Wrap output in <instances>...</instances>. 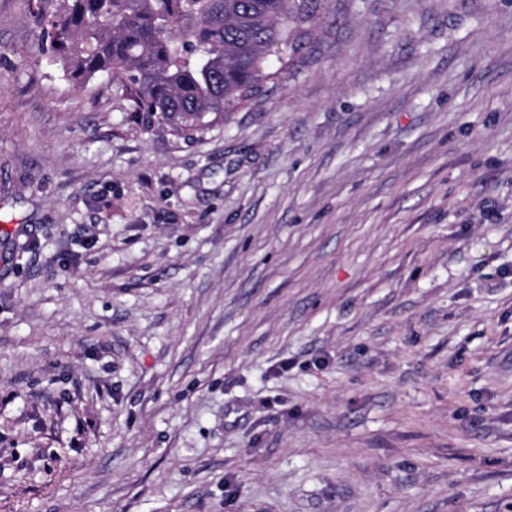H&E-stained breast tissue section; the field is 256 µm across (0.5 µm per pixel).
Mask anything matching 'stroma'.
Masks as SVG:
<instances>
[{
	"label": "stroma",
	"mask_w": 512,
	"mask_h": 512,
	"mask_svg": "<svg viewBox=\"0 0 512 512\" xmlns=\"http://www.w3.org/2000/svg\"><path fill=\"white\" fill-rule=\"evenodd\" d=\"M0 0V512H512V0H319L203 136Z\"/></svg>",
	"instance_id": "35a3bbf8"
}]
</instances>
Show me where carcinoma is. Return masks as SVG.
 Here are the masks:
<instances>
[{"instance_id": "obj_1", "label": "carcinoma", "mask_w": 512, "mask_h": 512, "mask_svg": "<svg viewBox=\"0 0 512 512\" xmlns=\"http://www.w3.org/2000/svg\"><path fill=\"white\" fill-rule=\"evenodd\" d=\"M312 0H25L40 54L105 77L141 123L192 140L256 94L267 52L297 44Z\"/></svg>"}]
</instances>
